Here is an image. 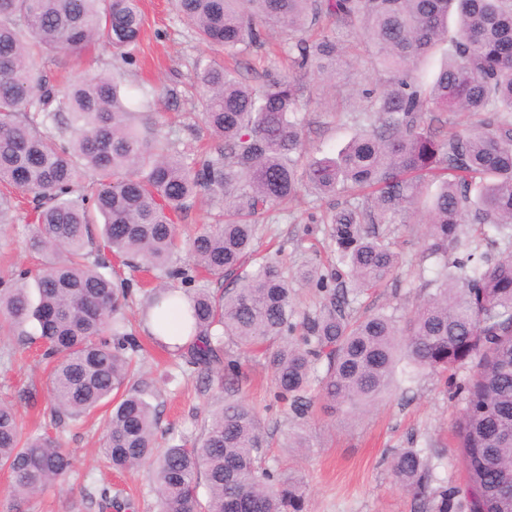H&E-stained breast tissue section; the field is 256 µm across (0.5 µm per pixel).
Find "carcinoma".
<instances>
[{
    "mask_svg": "<svg viewBox=\"0 0 512 512\" xmlns=\"http://www.w3.org/2000/svg\"><path fill=\"white\" fill-rule=\"evenodd\" d=\"M175 9L227 55L257 53L276 32L288 57V69L266 70L255 85L196 60L213 142L191 157L158 132L153 92L134 102L122 91L144 25L139 0H0V226L17 221L12 189L32 194L40 257L0 285V331L24 337L51 366V422L106 409L105 459L118 471L147 468L157 512H303V477L268 464L258 413L244 402L212 410L192 444L158 447L151 392L132 363L141 345L126 329L132 284L112 278L115 257L158 281L146 297L154 342L177 334L182 366L229 385L237 358L224 342L263 351L276 398L298 420L314 385L353 415L400 366L441 375L471 365L452 423L464 492L470 512H512V496L497 491L512 476V0H175ZM336 25L354 32L372 77L349 141L310 158L299 113L313 93L303 79L336 83ZM99 43L117 62L110 75L81 73L60 87L41 69L45 55ZM450 114L480 119L459 130ZM305 191L345 201L322 218L331 268L296 272L321 294L298 322L295 278L255 242L275 207ZM201 197L218 211L185 239L180 226ZM413 215L425 217L435 288L404 320L382 308L357 314L358 295L399 265L389 226ZM182 248L185 264L173 261ZM223 273L235 287H195ZM73 466L57 438L23 431L0 400L13 506L64 484ZM390 472L416 494L431 480L415 448L397 451Z\"/></svg>",
    "mask_w": 512,
    "mask_h": 512,
    "instance_id": "cac0c4a2",
    "label": "carcinoma"
}]
</instances>
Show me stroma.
I'll return each instance as SVG.
<instances>
[{
	"label": "stroma",
	"instance_id": "obj_1",
	"mask_svg": "<svg viewBox=\"0 0 512 512\" xmlns=\"http://www.w3.org/2000/svg\"><path fill=\"white\" fill-rule=\"evenodd\" d=\"M140 8L145 15L144 33L138 62L124 77L126 91L135 96L143 86L163 90L162 131L181 151L191 152L210 139L201 104L193 96L194 62L202 55L220 60L224 54L197 39L179 20L172 0H140ZM336 35L346 46L349 65L335 87L324 90L325 104H311L305 113L308 143L317 157L336 152L349 140L354 126L345 111L370 81L369 59L355 36L343 29ZM112 62L111 52L100 45L80 59L65 52L51 54L44 67L54 78L85 69L107 72ZM336 203L333 197L305 194L276 207L260 236V250L276 254L289 272L305 264L328 262L324 227L310 223L308 217L323 215ZM391 231L400 266L385 287L362 294L355 306L361 312L382 307L403 317L430 292L431 274L422 258L423 225L395 224ZM29 236L23 219L0 228V278L34 266L37 256L29 247ZM112 267L116 277L131 280L135 286L127 317L143 346L138 355L141 378L154 390L160 446L198 439L210 409L227 398L239 400L253 406L261 419L268 435L270 465L303 475L308 512H426L427 505L419 496L399 489L390 479V458L403 448L418 449L431 467V494H447L450 512H469L462 492L466 471L450 429L462 405L468 369H458L446 378L424 373L409 380L395 376L391 393L357 417L315 401L305 427L310 446L300 453L285 445L295 420L274 399L272 374L263 353H240V366L228 390L182 371L179 360L147 336L142 272L117 261ZM29 389L33 399L20 400V392ZM49 389L48 372L35 349L25 348L21 336L0 334V399L14 402L26 425L45 424L49 421ZM56 434L74 454L75 466L66 485L48 488L25 504V512H99L96 502L104 490L118 493L129 503V512H155L157 492L146 470L117 473L101 463L104 423L99 416L64 424Z\"/></svg>",
	"mask_w": 512,
	"mask_h": 512
}]
</instances>
